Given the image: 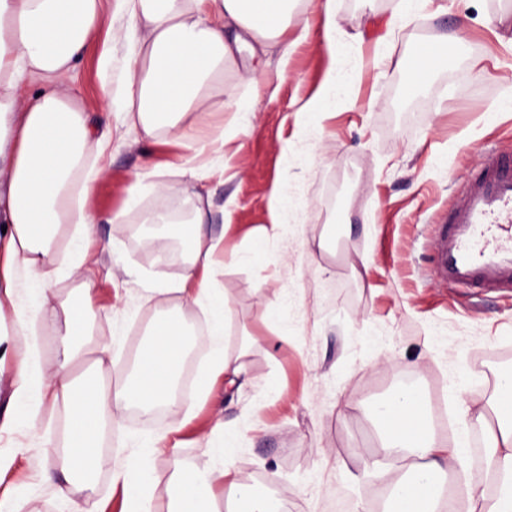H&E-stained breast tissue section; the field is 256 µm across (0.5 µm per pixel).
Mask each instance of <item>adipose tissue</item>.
Returning a JSON list of instances; mask_svg holds the SVG:
<instances>
[{"mask_svg": "<svg viewBox=\"0 0 512 512\" xmlns=\"http://www.w3.org/2000/svg\"><path fill=\"white\" fill-rule=\"evenodd\" d=\"M299 0H116V9L137 25L123 31L130 48L112 105L143 138H165L178 146L199 140L187 117L214 109L212 91L242 48L263 53L284 40L289 27L307 29ZM106 23L103 0H0V306L10 305L14 334L27 348L14 381L13 397L29 409L37 426L44 405L63 407L65 427L44 439L45 482L67 491L92 482L99 443L119 409L181 404L174 379L186 352V324L179 309L166 311L141 347L125 386L108 393L98 366L76 377L75 337L86 332L93 273L84 248L97 216L87 202L103 169L97 157L106 136H94L79 96L60 78L88 51L92 35ZM40 89H32L33 79ZM73 227L82 246L61 263L52 241L61 225ZM171 236L189 246L190 259L176 292L204 305L210 334H224L226 300L209 288L216 269L207 246L204 216L173 226ZM77 277L69 304L62 356L50 372L39 369L37 342L55 325L57 302L48 284L59 275ZM463 422L479 423L500 486L497 496H471L470 512H512V374L498 376L492 395ZM384 431L383 457L403 452L412 460L409 477L393 482L391 512H446L441 476L463 465L464 441L445 446L435 435L421 393L403 388L377 408ZM160 440L147 443L113 482L126 490V512H217L215 488L227 483L243 512H271L253 485L233 477L230 466L201 468L175 463L166 503L154 501L153 462Z\"/></svg>", "mask_w": 512, "mask_h": 512, "instance_id": "adipose-tissue-1", "label": "adipose tissue"}]
</instances>
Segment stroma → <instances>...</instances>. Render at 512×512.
I'll return each instance as SVG.
<instances>
[{
    "label": "stroma",
    "mask_w": 512,
    "mask_h": 512,
    "mask_svg": "<svg viewBox=\"0 0 512 512\" xmlns=\"http://www.w3.org/2000/svg\"><path fill=\"white\" fill-rule=\"evenodd\" d=\"M308 3V35L290 42L288 53L275 48L260 58L245 50L225 70V95L251 97L250 73L261 78L262 94L243 130L232 113L199 114L203 125H223L233 137L223 152L208 154L223 177L200 179L189 201L177 167L184 147L143 140L121 113L103 109L120 83L123 44L111 45L102 64L106 35L97 33L64 78L109 134L105 175L88 203L99 215L89 245L96 288L88 341L111 347L100 367L104 382L125 385L161 311L178 306L183 318L208 320L182 294L165 292L183 267L147 245L148 220L185 206L204 214L220 242L210 286L227 300L224 353L243 356L250 382L234 390L205 379L210 333L190 335L197 356L179 369L190 381L184 407L161 418L122 411L96 479L72 485L64 500L40 479L47 465L41 439L62 433L64 411L42 408L36 430L28 429L11 398L24 356L15 348L0 362V422L12 420L15 430L0 442L24 452L0 467V496L22 491L27 512H69L84 501L123 512L124 489L113 473L142 440L165 432L171 445L154 461L153 494L167 500L173 461L219 465L212 450L224 424L240 433L231 467L273 512H381L385 482L357 461L376 447L375 408L409 381L427 396L440 436L453 438L461 409L477 406L496 372L512 368V289L451 290L434 282L427 265L432 232L483 152L512 151V45L497 37L512 25V0H428L419 13L401 0H336L346 40L338 64L353 80L314 130L296 110L321 91L331 63L317 47V0ZM449 31L459 36L452 55L427 84L406 86L405 62ZM284 144L289 154L281 153ZM147 173L167 185L165 194H131ZM282 187L295 206L276 221L268 200ZM259 238L264 250L256 258ZM361 267L365 275L356 276ZM349 401L362 411L347 410Z\"/></svg>",
    "instance_id": "1"
}]
</instances>
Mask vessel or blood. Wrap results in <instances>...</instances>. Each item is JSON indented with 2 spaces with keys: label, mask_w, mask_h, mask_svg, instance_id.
<instances>
[{
  "label": "vessel or blood",
  "mask_w": 512,
  "mask_h": 512,
  "mask_svg": "<svg viewBox=\"0 0 512 512\" xmlns=\"http://www.w3.org/2000/svg\"><path fill=\"white\" fill-rule=\"evenodd\" d=\"M434 238L431 263L443 285L512 288V153L485 154Z\"/></svg>",
  "instance_id": "vessel-or-blood-1"
}]
</instances>
